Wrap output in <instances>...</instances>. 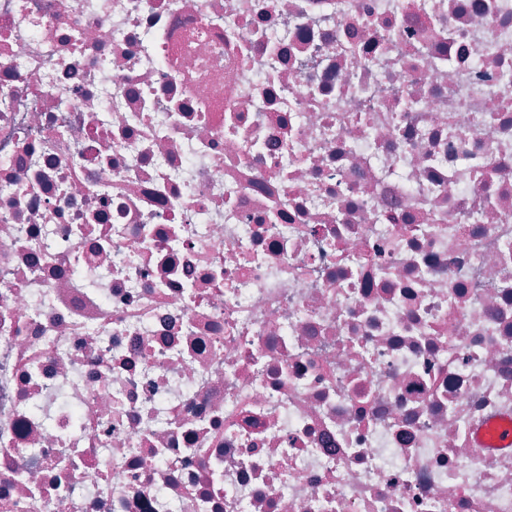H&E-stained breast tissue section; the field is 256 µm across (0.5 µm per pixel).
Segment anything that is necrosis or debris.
I'll return each instance as SVG.
<instances>
[{"label":"necrosis or debris","instance_id":"necrosis-or-debris-1","mask_svg":"<svg viewBox=\"0 0 512 512\" xmlns=\"http://www.w3.org/2000/svg\"><path fill=\"white\" fill-rule=\"evenodd\" d=\"M512 0H0V512H512Z\"/></svg>","mask_w":512,"mask_h":512}]
</instances>
